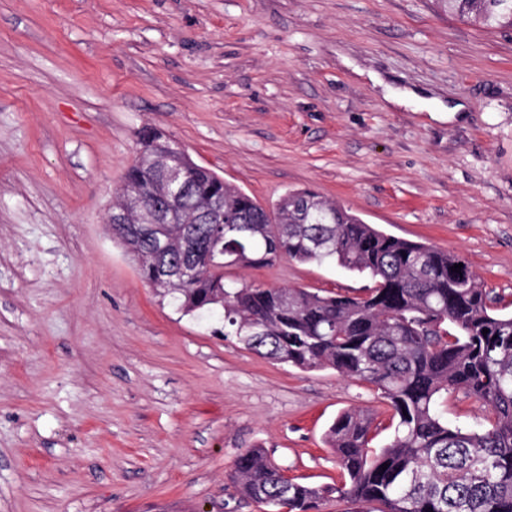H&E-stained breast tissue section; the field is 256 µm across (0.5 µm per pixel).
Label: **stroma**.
Returning <instances> with one entry per match:
<instances>
[{"mask_svg":"<svg viewBox=\"0 0 512 512\" xmlns=\"http://www.w3.org/2000/svg\"><path fill=\"white\" fill-rule=\"evenodd\" d=\"M154 128L264 204L334 200L463 256L512 303V31L447 0H0V512H269L231 478L262 447L288 478L366 383L301 371L185 316L106 226ZM228 282L362 295L281 259ZM450 425L491 411L449 394Z\"/></svg>","mask_w":512,"mask_h":512,"instance_id":"obj_1","label":"stroma"}]
</instances>
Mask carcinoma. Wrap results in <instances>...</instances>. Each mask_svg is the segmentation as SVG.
<instances>
[{
	"instance_id": "cac0c4a2",
	"label": "carcinoma",
	"mask_w": 512,
	"mask_h": 512,
	"mask_svg": "<svg viewBox=\"0 0 512 512\" xmlns=\"http://www.w3.org/2000/svg\"><path fill=\"white\" fill-rule=\"evenodd\" d=\"M448 11L512 30V0H448ZM161 137L151 128L139 132L142 149L116 201L133 193L145 212L166 190L145 163ZM185 171L191 191L184 219L196 248L161 253L149 225L136 232L112 225V238L142 279L186 315L222 311L224 335L264 358L301 371L334 370L374 387L396 422L392 440L374 451L370 413L339 414L326 442L345 480L332 486L289 480L264 449L249 448L235 463L240 494L288 512H320L333 496L376 502L382 512H512V313L502 312L470 264L388 234L309 190L288 191L267 207L189 156ZM213 200L224 202L221 235L214 224L194 223ZM283 257L334 263L372 286L352 297L224 281L226 267H267ZM172 259L195 266V275L173 287L155 282L154 268ZM459 263L467 273L451 271ZM454 391L490 408L489 424L448 425L440 400Z\"/></svg>"
}]
</instances>
